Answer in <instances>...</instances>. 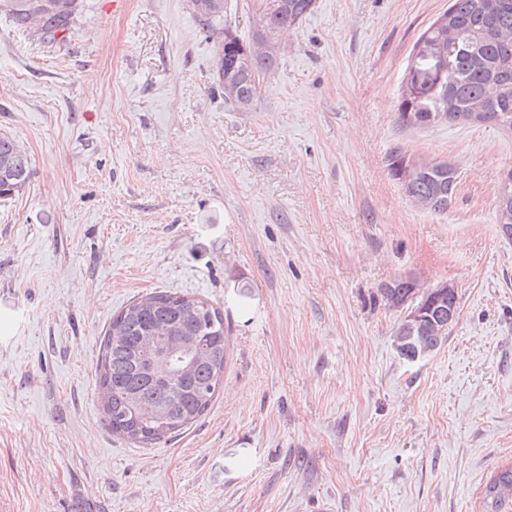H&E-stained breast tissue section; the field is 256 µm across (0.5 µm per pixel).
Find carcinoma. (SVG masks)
<instances>
[{
    "label": "carcinoma",
    "mask_w": 512,
    "mask_h": 512,
    "mask_svg": "<svg viewBox=\"0 0 512 512\" xmlns=\"http://www.w3.org/2000/svg\"><path fill=\"white\" fill-rule=\"evenodd\" d=\"M34 0H0V16L42 41L67 38L81 0L66 13L36 15ZM314 9V0H279L265 10L251 38H241L224 22V12H196L201 31H224L217 52L224 54V104L250 109L258 97L261 76L279 65L280 37L296 28ZM400 87L395 121L405 129H428L448 121L462 125L491 124L512 130V0H450L413 45ZM390 177L420 208L435 214L448 210L457 186L458 169L443 162L416 161L402 150L387 159ZM31 176L27 155L15 140L0 134V198L25 187ZM512 209V180H502L497 218ZM384 305L401 312L410 304H432L433 320H448V304L435 305L432 288L399 279L379 289ZM159 336L165 358L146 353L141 341ZM445 333L432 323L406 342L409 354L438 349ZM224 311L188 294L158 290L128 304L112 316L96 365L100 404L112 433L139 446L156 443L201 417L219 393L227 361ZM485 512H512V465L498 469L483 491Z\"/></svg>",
    "instance_id": "1"
}]
</instances>
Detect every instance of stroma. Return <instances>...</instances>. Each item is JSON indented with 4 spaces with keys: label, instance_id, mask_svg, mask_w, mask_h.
<instances>
[{
    "label": "stroma",
    "instance_id": "1",
    "mask_svg": "<svg viewBox=\"0 0 512 512\" xmlns=\"http://www.w3.org/2000/svg\"><path fill=\"white\" fill-rule=\"evenodd\" d=\"M448 0H316L251 108L214 90L191 0H83L66 40L0 17V134L32 175L0 199V512H484L512 463V135L395 122L412 46ZM458 169L447 212L386 169ZM452 285L447 340L408 362L378 298ZM224 312V387L143 448L96 364L147 293Z\"/></svg>",
    "mask_w": 512,
    "mask_h": 512
}]
</instances>
